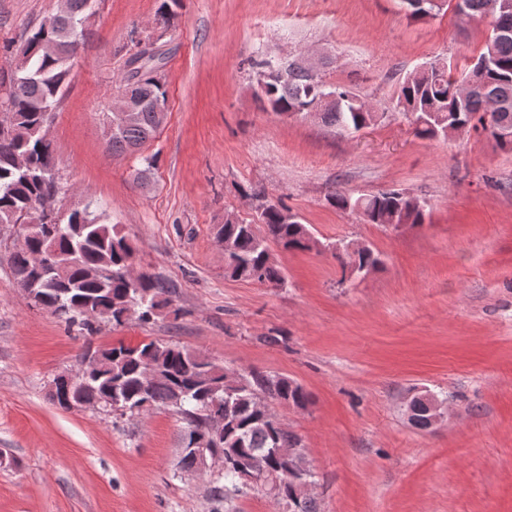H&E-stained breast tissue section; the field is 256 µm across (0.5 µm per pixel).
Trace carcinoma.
<instances>
[{"label":"carcinoma","mask_w":512,"mask_h":512,"mask_svg":"<svg viewBox=\"0 0 512 512\" xmlns=\"http://www.w3.org/2000/svg\"><path fill=\"white\" fill-rule=\"evenodd\" d=\"M93 2L69 0L66 20L80 24ZM468 4L472 19L488 22L478 60L489 64L456 76L447 63L429 62L400 82L394 102L415 117L420 137H444L447 129L467 128L512 152V0H468ZM180 6L181 0H160L155 25L170 26ZM65 31L66 25L56 28L46 17L31 28L17 52V58L28 61L27 67L8 87L0 88V109L16 117L15 136L0 143L1 225L19 223L60 188L55 152L41 125L44 114L54 112L60 103L71 72L70 64L46 53L44 45L63 38ZM254 66L265 85L257 96L264 109L304 115L315 110L323 96L334 94L336 100L320 112L322 123L358 131L378 118L376 109L359 95L302 67L288 66V79L282 80L275 72L284 61L263 59ZM141 81L142 92L168 106L166 84L151 85L145 74ZM158 131L155 112L144 107L109 137L112 153L141 156L143 167L136 172L141 182L150 177L155 165L154 157L143 154V149ZM328 201L360 214L370 224L414 226L423 223L426 215V202L417 203L398 190L357 197L334 193ZM288 212L280 203H264L254 222L226 220L216 225V237L224 245V274L278 288L285 277L268 242L287 251L336 250L334 245H320L306 225L288 221ZM49 247L55 251L52 265L35 263L36 256ZM134 258L135 249L118 225L99 220L84 207L73 211L63 224H38L24 247L9 253L8 261L20 288L34 287L42 309L93 334L102 322L124 324L132 307L143 323L166 309L179 316L180 310L172 308L173 290L167 281L147 272L130 278ZM336 259L351 277L383 264L380 254L369 246L353 255L338 254ZM104 262L111 264L112 277H90L89 271ZM76 378L70 399H82L92 408L112 402L116 404L112 413L121 418H137L153 409L174 410L184 421L182 440L209 429L210 420L219 418L221 431L214 435L218 450L210 461L211 467L218 468L210 489L214 501L226 503L246 489L236 473L238 464L250 468L261 482L280 480L274 494L278 503L294 496L295 484L287 476L292 463L288 449L300 447V439L271 412V405L306 408L310 396L296 380L260 371L239 375L206 355L158 340L104 349L99 365L80 367ZM406 414L414 427L428 429L430 401L425 394L407 401Z\"/></svg>","instance_id":"cac0c4a2"}]
</instances>
